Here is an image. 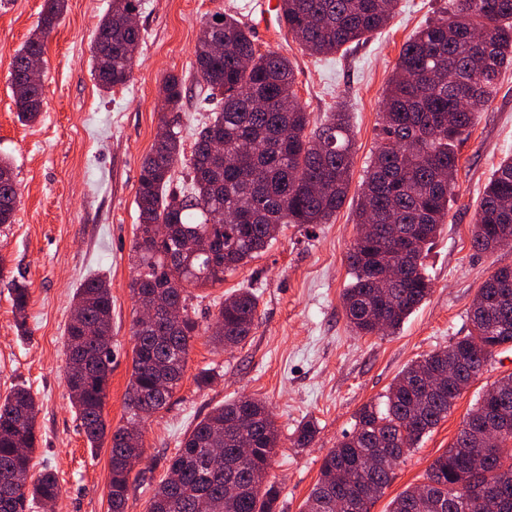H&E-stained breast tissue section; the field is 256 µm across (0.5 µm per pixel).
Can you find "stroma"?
<instances>
[{
    "mask_svg": "<svg viewBox=\"0 0 512 512\" xmlns=\"http://www.w3.org/2000/svg\"><path fill=\"white\" fill-rule=\"evenodd\" d=\"M246 0H142L141 30L130 82L104 92L91 72L90 42L112 0H68L44 55L45 102L39 119L21 124L9 71L36 27L44 0H0V157L13 165L18 187L15 221L0 225V257L28 283V336H20L7 286L0 285V398L26 385L39 403L34 471L51 468L60 495L52 512H111L110 448H89L65 380V327L73 294L87 276L112 285L113 361L103 416L108 428L125 421V398L138 305L129 287L141 163L163 114L161 84L186 80L181 136L192 148L198 125L214 111L196 84L194 47L214 13L238 14ZM449 7V0H399L391 21L364 41L330 56L305 51L276 16L252 33L260 51L287 56L295 90L318 126L346 103L355 131L348 198L330 223L285 225L261 255L225 273L223 282L191 289L189 312L212 323L218 305L247 288L258 297L256 325L245 344L222 349L202 332L191 342L184 376L168 404L142 424L144 456L135 467L125 512H148L155 486L195 424L241 395L267 402L280 440L269 470L281 486L284 512H300L323 458L356 411L381 401L412 362L465 336L469 310L482 284L512 267V246L476 251L471 228L485 186L512 154V68L504 70L488 106L459 143L455 196L425 260L431 292L392 336H358L342 310L351 281L346 253L356 236L354 210L363 172L377 145L385 89L403 45ZM212 379L202 385L201 372ZM512 373V345L495 352L447 418L396 465L370 512H388L392 499L420 483L431 462L455 440L469 409L495 381ZM317 426L314 441L293 445L300 423Z\"/></svg>",
    "mask_w": 512,
    "mask_h": 512,
    "instance_id": "obj_1",
    "label": "stroma"
}]
</instances>
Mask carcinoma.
<instances>
[{"instance_id":"1","label":"carcinoma","mask_w":512,"mask_h":512,"mask_svg":"<svg viewBox=\"0 0 512 512\" xmlns=\"http://www.w3.org/2000/svg\"><path fill=\"white\" fill-rule=\"evenodd\" d=\"M68 0H44L37 26L14 56L10 84L18 119L34 123L44 92L24 85L30 56L42 54ZM141 0H112L91 43L92 75L105 91L132 77L140 29L129 25ZM398 0H281L288 33L309 53L331 55L381 29L396 14ZM211 16L195 45L197 83L220 94L223 108L198 127L184 158L180 111L184 78H165L167 115L142 161L136 196L138 224L133 245L136 275L130 288L140 305L160 300L178 305L181 319L133 320L132 371L126 423L107 433L103 408L112 373V291L103 277L76 288L66 326V380L70 400L90 447L110 438L112 512H124L131 469L127 458L143 453L140 423L167 405L182 380L199 325L188 311L187 288L224 281V273L261 254L286 224H327L345 202L353 163L354 133L341 107L308 129L309 113L295 92L288 58L259 52L250 30L230 14ZM512 66V0H453L452 11L427 23L403 46L385 90L379 142L361 183L358 228L347 253L352 281L342 309L361 336L396 332L427 298L431 282L424 259L440 234L454 197L456 145L491 100L501 72ZM189 187L173 188L178 164ZM18 189L11 163L0 159V225L11 224ZM167 228L154 235L153 226ZM512 238V156L504 158L486 185L475 213L472 244L493 252ZM394 265L397 279L382 293L375 274ZM13 307L26 326L29 291L5 273ZM258 299L248 289L224 298L215 314L213 340L225 348L251 335ZM384 321L376 331V320ZM467 335L407 366L385 400L356 413L354 431L323 459L303 512H370L389 485L394 467L448 416L456 399L483 372L496 348L512 344V267L497 269L479 289ZM38 403L16 386L0 402V512H29L55 500L60 487L44 467L32 473L38 443ZM512 417V375L497 381L467 414ZM311 421L298 426L294 445L315 438ZM278 428L266 404L240 397L214 409L184 436L159 484L149 512H279L280 489L268 479ZM250 457L237 456L240 439ZM210 448L224 449L218 460ZM496 475L498 494L473 509L463 489ZM389 512H512V431L488 448L484 438L460 428L454 442L429 466L424 482L398 495Z\"/></svg>"}]
</instances>
